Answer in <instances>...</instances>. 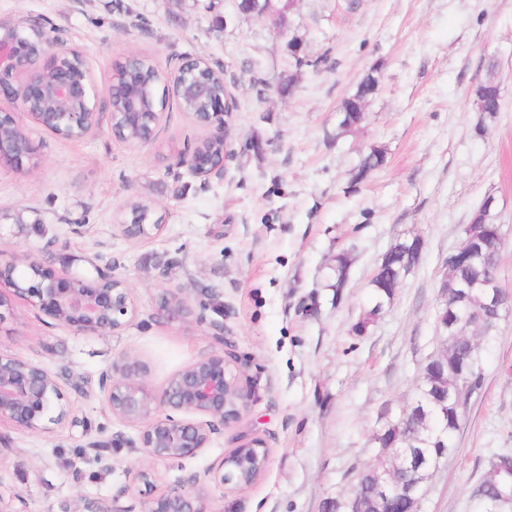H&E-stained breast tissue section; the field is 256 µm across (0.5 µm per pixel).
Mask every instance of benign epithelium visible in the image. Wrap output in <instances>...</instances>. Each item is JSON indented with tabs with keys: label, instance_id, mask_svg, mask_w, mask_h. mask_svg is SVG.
I'll return each mask as SVG.
<instances>
[{
	"label": "benign epithelium",
	"instance_id": "7a95c632",
	"mask_svg": "<svg viewBox=\"0 0 512 512\" xmlns=\"http://www.w3.org/2000/svg\"><path fill=\"white\" fill-rule=\"evenodd\" d=\"M295 0H254L247 14L268 20L276 32L288 38L292 53L302 50V42L289 35L288 11ZM28 25L18 26L12 20L0 19V99L14 104L19 112L34 122L63 137L67 131H92L105 127L115 133L118 127L146 126L150 136L135 142L149 144L155 138L163 112L170 102L183 100L204 102L208 111L199 122L210 129L207 140L228 146L226 117L233 111L231 100L209 80L194 76L204 57L187 58L171 72L159 76L162 86L157 102L147 105L135 91L129 75L140 67L142 59L130 56L117 65L113 75L109 103L102 104L92 68L88 60L75 67L66 59L76 52L64 40L50 42L45 36L36 40ZM53 52L52 64L41 65L43 57ZM9 127L12 134L0 133V166L34 168V151L28 133L12 112L0 113V128ZM178 166L193 177L204 180L220 175L224 162H216L201 151L198 142L186 145ZM161 224L118 225L128 239H147L160 233ZM493 249L480 237L478 227L464 228L460 243L442 263L440 293L448 300V290L463 293L469 287L453 278V269L461 262H491ZM95 275L81 273L56 274L41 260L19 248L0 247V283H8L15 293L26 297L32 306L57 323L81 333L124 329L135 314L132 293L126 282L109 269L94 267ZM173 288L158 300V313L168 321H183L191 314L183 294ZM479 303L487 310H498L501 290L498 280L481 285ZM149 367L137 358L123 355L113 360L98 380L100 392L112 415L129 424L142 425L139 448L152 460L183 459L207 447L211 435L221 426L237 421L248 406L251 394L237 382L224 351H215L172 374L156 387L148 380ZM470 382L457 374L453 387L440 394L438 405L443 415L448 410L461 414L467 405ZM43 434H51L59 426L76 422L70 406L64 402L59 376L44 366L16 355L0 353V422ZM387 463L371 474L375 512H394L395 501L410 493L394 480L402 471L412 483L421 480L419 467L402 449H382ZM268 450L260 439L246 441L224 457L218 468L204 474L193 473L166 492L149 498L144 512H209L206 496L209 482L222 486H247L265 470Z\"/></svg>",
	"mask_w": 512,
	"mask_h": 512
}]
</instances>
